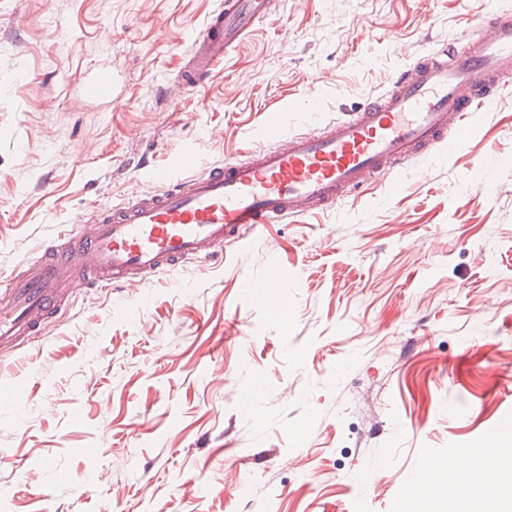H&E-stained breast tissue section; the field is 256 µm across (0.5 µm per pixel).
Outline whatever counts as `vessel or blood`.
Instances as JSON below:
<instances>
[{
	"label": "vessel or blood",
	"instance_id": "1",
	"mask_svg": "<svg viewBox=\"0 0 512 512\" xmlns=\"http://www.w3.org/2000/svg\"><path fill=\"white\" fill-rule=\"evenodd\" d=\"M273 0H222L202 29L169 102L201 90L224 57L269 13ZM489 36L456 37L447 46L412 57L388 91L360 109L331 116L319 127L288 131L285 114L265 112L260 147L241 159L203 166L183 151L168 164L149 167L147 189L120 207L103 208L80 234L48 239L6 285L0 305V344L34 333L57 307L61 287L99 283L125 287L160 273L176 274L188 261L244 242L267 224L317 214L336 206L385 169L407 171L414 162L458 154L473 130V116L492 105L512 76V13H492ZM87 99L109 100L113 80L102 73L82 87ZM271 321L292 311L282 280L258 282Z\"/></svg>",
	"mask_w": 512,
	"mask_h": 512
}]
</instances>
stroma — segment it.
Masks as SVG:
<instances>
[{"instance_id":"obj_1","label":"stroma","mask_w":512,"mask_h":512,"mask_svg":"<svg viewBox=\"0 0 512 512\" xmlns=\"http://www.w3.org/2000/svg\"><path fill=\"white\" fill-rule=\"evenodd\" d=\"M220 0H0V281L186 149L238 156L317 90L356 111L512 0H274L203 90L161 97ZM111 74L117 98H82ZM268 224L178 277L73 288L0 390V512H400L424 455L512 444V79L463 150ZM283 279L271 322L244 277ZM268 392L247 401L255 379ZM307 428L298 446L294 432Z\"/></svg>"}]
</instances>
